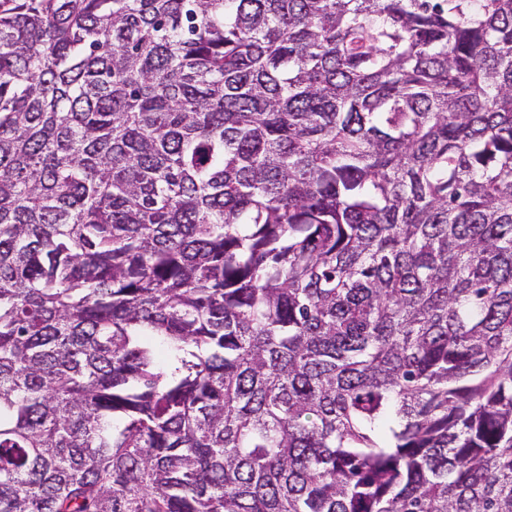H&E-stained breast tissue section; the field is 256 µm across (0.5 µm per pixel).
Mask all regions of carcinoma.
Segmentation results:
<instances>
[{"label":"carcinoma","mask_w":512,"mask_h":512,"mask_svg":"<svg viewBox=\"0 0 512 512\" xmlns=\"http://www.w3.org/2000/svg\"><path fill=\"white\" fill-rule=\"evenodd\" d=\"M0 512H512V0H0Z\"/></svg>","instance_id":"carcinoma-1"}]
</instances>
